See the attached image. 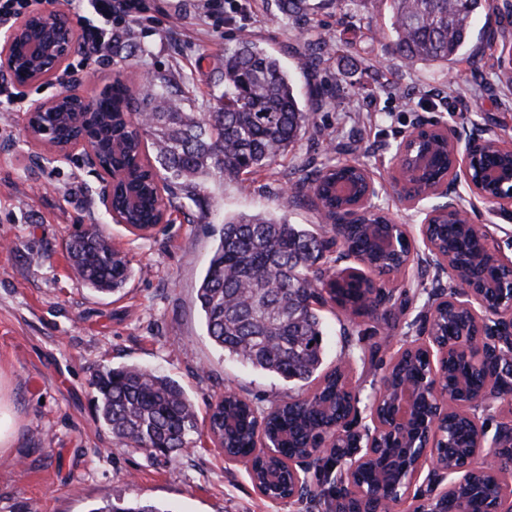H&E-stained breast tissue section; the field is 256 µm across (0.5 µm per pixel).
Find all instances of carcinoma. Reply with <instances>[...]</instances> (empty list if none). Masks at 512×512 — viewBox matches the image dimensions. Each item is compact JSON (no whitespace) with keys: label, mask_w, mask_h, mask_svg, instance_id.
<instances>
[{"label":"carcinoma","mask_w":512,"mask_h":512,"mask_svg":"<svg viewBox=\"0 0 512 512\" xmlns=\"http://www.w3.org/2000/svg\"><path fill=\"white\" fill-rule=\"evenodd\" d=\"M285 17L307 14V0H277ZM390 33L397 52L410 64L417 61L446 67L460 60L471 38V21L490 11L488 0H391ZM223 90L220 107L203 114L187 112L184 99L155 84L136 100L117 83L112 94L99 100L94 123L95 139L111 166L130 167L151 140L161 180L191 193L208 178L236 180L243 173L264 170L288 155L305 133L309 115L302 106L288 71L281 61L253 40L243 38L224 53ZM145 118L134 132L125 120L126 110ZM435 162L415 177L421 185L441 178L447 169L443 149L433 145ZM362 182L350 167L326 164L303 177L314 197L311 202L328 211L346 204L336 197V180ZM113 212L126 223L143 227L155 223L158 196L153 181L142 170L130 167L124 191L112 204ZM375 216L367 224H355L336 257L326 255L330 243L313 230L290 224L282 217L243 214L224 221L217 243L197 291L207 336L212 343L285 382L321 378L315 391L302 403L288 397L263 411L251 400L237 395L220 397L209 414V429H219L224 448L231 456L253 453L257 421L282 438L281 454H319L336 441V422L344 407L336 394V370L320 374L323 364V332L319 308L328 304L359 316H375L391 297L367 299L366 282L342 276L337 263L352 255L369 261L377 277L397 266L402 254L376 248ZM442 246L452 245L455 259L466 266L488 259L480 237L470 228L443 220L429 228ZM76 276L100 293L124 287L130 277V261L112 247L99 229L75 237L68 247ZM436 331L450 339L467 337L468 329L440 311ZM427 363L414 356L391 369L386 380L420 384ZM478 392L483 372L466 356L448 359L447 386ZM98 420L112 433L116 444L137 448L153 456L178 455L198 433L194 403L173 379L138 366L106 368L91 382ZM448 455L452 458L473 448L471 428L451 420L447 428ZM410 439L392 442L388 456L362 472L365 507L373 509L385 493L380 476L390 470L392 458L402 454ZM487 480L477 475L473 484L448 498L447 512H483ZM88 512H170L136 499L105 500Z\"/></svg>","instance_id":"carcinoma-1"}]
</instances>
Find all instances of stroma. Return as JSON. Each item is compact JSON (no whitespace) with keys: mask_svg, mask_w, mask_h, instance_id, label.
Returning a JSON list of instances; mask_svg holds the SVG:
<instances>
[{"mask_svg":"<svg viewBox=\"0 0 512 512\" xmlns=\"http://www.w3.org/2000/svg\"><path fill=\"white\" fill-rule=\"evenodd\" d=\"M228 19L206 17L194 0H140V19L127 31L141 50L104 45L94 64L72 55L30 98L62 89L97 97L117 75L138 81L175 79L193 111H215L222 91L224 51L244 37L288 69L310 113L307 130L286 157L243 175L211 179L193 193H164L168 223L145 235L112 220L100 202L105 176L83 151L49 162L29 140L21 113L0 109V512H88L104 499H138L171 512H305L292 500L274 502L253 486L243 463L229 462L198 435L176 458L116 449L100 427L91 381L108 367L136 365L176 380L206 414L218 396L234 392L260 409L298 396L300 385L254 370L218 350L206 334L197 289L225 218L286 217L323 234L331 226L310 207L289 203L306 170L357 161L373 175L378 210L419 237L431 200L410 205L393 179L399 141L433 122L457 131L482 128L512 141V0H496L490 16L472 21L477 65L449 69L405 65L389 32L390 0H308L304 19H284L276 0H239ZM328 47L315 66L301 68L307 39ZM458 193L470 218L512 260V217ZM98 226L126 255L133 275L111 295L93 292L74 274L68 244ZM447 270L430 265L392 277L388 320L353 317L326 307L325 368L345 366L361 405L384 384L389 363L421 336L433 287H447Z\"/></svg>","mask_w":512,"mask_h":512,"instance_id":"1","label":"stroma"}]
</instances>
